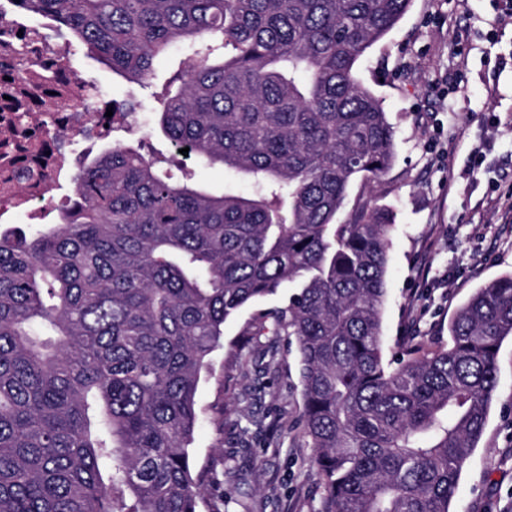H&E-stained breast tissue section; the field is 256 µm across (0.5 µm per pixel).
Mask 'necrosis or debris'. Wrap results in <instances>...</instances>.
I'll use <instances>...</instances> for the list:
<instances>
[{
	"instance_id": "4bbe7bcc",
	"label": "necrosis or debris",
	"mask_w": 512,
	"mask_h": 512,
	"mask_svg": "<svg viewBox=\"0 0 512 512\" xmlns=\"http://www.w3.org/2000/svg\"><path fill=\"white\" fill-rule=\"evenodd\" d=\"M22 0H0V220L24 213L38 218L46 194L74 168L75 138H107L112 96L72 68L66 44L33 22ZM22 117L23 132L13 121Z\"/></svg>"
}]
</instances>
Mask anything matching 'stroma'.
<instances>
[{"label":"stroma","instance_id":"35a3bbf8","mask_svg":"<svg viewBox=\"0 0 512 512\" xmlns=\"http://www.w3.org/2000/svg\"><path fill=\"white\" fill-rule=\"evenodd\" d=\"M76 69L114 99L145 91L72 42ZM357 75L383 101L396 156L374 188L395 215L384 312L385 353L406 340L431 346L477 288L512 273V0H412L398 24L361 58ZM495 95H488L489 86ZM255 308L224 325L201 373L197 464L224 462V512H318L323 486L295 423L303 410L298 359L276 342L278 373L255 391L241 355ZM488 421L468 457L452 512H512V338L496 360ZM223 401L224 430L210 409Z\"/></svg>","mask_w":512,"mask_h":512}]
</instances>
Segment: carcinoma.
Returning <instances> with one entry per match:
<instances>
[{
  "label": "carcinoma",
  "instance_id": "carcinoma-1",
  "mask_svg": "<svg viewBox=\"0 0 512 512\" xmlns=\"http://www.w3.org/2000/svg\"><path fill=\"white\" fill-rule=\"evenodd\" d=\"M24 2L144 88L185 50L139 105L254 191L210 193L116 140L79 168L62 223L0 233V512H224L219 463L189 452L201 372L229 319L287 287L242 345L294 337L320 512H450L512 336V274L459 307L448 343L385 361L393 224L374 184L395 130L356 65L411 0ZM133 108L114 103V127ZM275 357L258 350L259 375Z\"/></svg>",
  "mask_w": 512,
  "mask_h": 512
}]
</instances>
